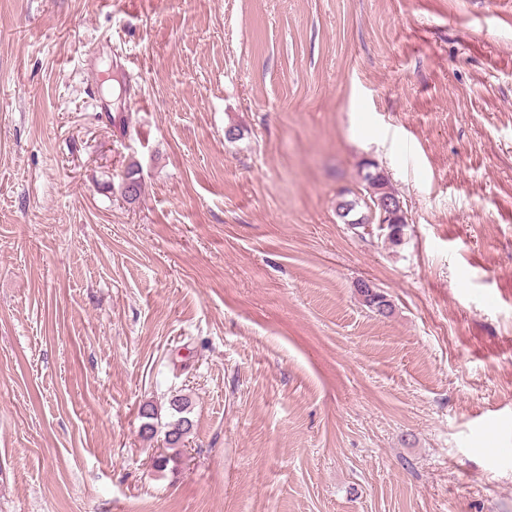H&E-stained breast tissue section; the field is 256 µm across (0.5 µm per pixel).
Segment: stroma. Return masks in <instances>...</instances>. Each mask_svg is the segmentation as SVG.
Masks as SVG:
<instances>
[{"instance_id": "stroma-1", "label": "stroma", "mask_w": 512, "mask_h": 512, "mask_svg": "<svg viewBox=\"0 0 512 512\" xmlns=\"http://www.w3.org/2000/svg\"><path fill=\"white\" fill-rule=\"evenodd\" d=\"M0 512H512V0H0ZM369 172L377 174L376 177H370ZM361 180L363 187L368 195L371 205L362 199L363 205L370 210V215H360L357 218L358 224H388V227L400 228L406 224L405 211H391L386 204L387 199L399 198L396 191L390 185L389 181L379 169V167L370 161L362 165ZM193 427V422L184 416L179 417L174 423L168 425L166 433L167 439L165 440L168 445L167 448L173 450V454L161 457L158 461L159 468L167 467L168 463L174 461L179 455L180 448L184 446V439Z\"/></svg>"}]
</instances>
